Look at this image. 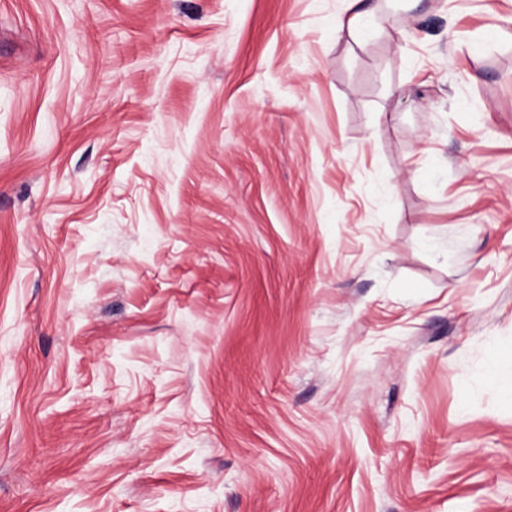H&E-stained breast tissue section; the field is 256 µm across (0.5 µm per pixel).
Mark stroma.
Here are the masks:
<instances>
[{"label": "stroma", "mask_w": 512, "mask_h": 512, "mask_svg": "<svg viewBox=\"0 0 512 512\" xmlns=\"http://www.w3.org/2000/svg\"><path fill=\"white\" fill-rule=\"evenodd\" d=\"M0 0V512H512V0ZM367 1L373 0H346L348 11L346 25L349 29H361L367 18L373 14L375 6Z\"/></svg>", "instance_id": "35a3bbf8"}]
</instances>
